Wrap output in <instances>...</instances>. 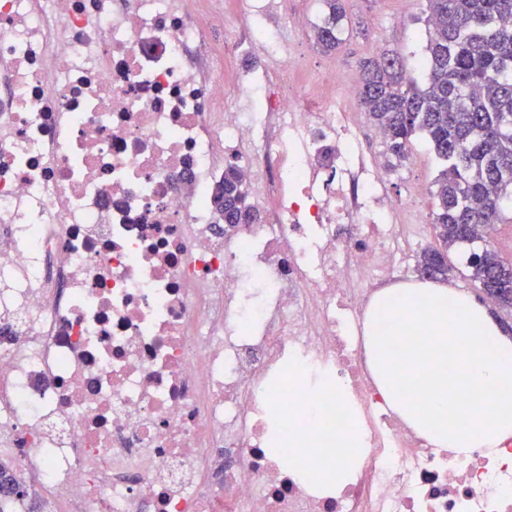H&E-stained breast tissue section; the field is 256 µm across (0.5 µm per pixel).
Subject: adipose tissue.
Segmentation results:
<instances>
[{"mask_svg":"<svg viewBox=\"0 0 512 512\" xmlns=\"http://www.w3.org/2000/svg\"><path fill=\"white\" fill-rule=\"evenodd\" d=\"M373 313L396 317L392 333L402 339L396 347L370 340L379 387L397 416L452 459H465L475 448L495 456L501 441L512 436V336L487 307L440 283L383 289L374 297ZM321 391L349 412L337 437L343 457L328 473L331 484L341 487L367 455L356 427L360 411L342 385L325 383ZM267 420L274 454L288 446L314 447L311 427L282 429L281 408H269Z\"/></svg>","mask_w":512,"mask_h":512,"instance_id":"1","label":"adipose tissue"}]
</instances>
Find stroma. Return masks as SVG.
<instances>
[{
	"mask_svg": "<svg viewBox=\"0 0 512 512\" xmlns=\"http://www.w3.org/2000/svg\"><path fill=\"white\" fill-rule=\"evenodd\" d=\"M425 7L426 0H346L350 22L343 42L337 51L326 53L309 28L310 23L323 19L322 0H281V11L288 17V42L305 58L310 73L333 66L346 78L360 73L364 60L387 51L403 57L408 75L422 78L421 59L427 40L422 21ZM439 172L434 155L423 143H415L409 159L386 172L384 191L402 200L417 197L423 214H431V189Z\"/></svg>",
	"mask_w": 512,
	"mask_h": 512,
	"instance_id": "1",
	"label": "stroma"
}]
</instances>
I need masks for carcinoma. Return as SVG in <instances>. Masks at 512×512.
Wrapping results in <instances>:
<instances>
[{
  "mask_svg": "<svg viewBox=\"0 0 512 512\" xmlns=\"http://www.w3.org/2000/svg\"><path fill=\"white\" fill-rule=\"evenodd\" d=\"M317 28L324 51L340 45L347 23L345 0H323ZM425 22L433 33L425 45L426 79L406 78L404 61L383 53L363 62L360 105L397 167L417 137L439 160L432 212L436 244L421 249L418 266L434 279L456 270L445 256L466 246L460 275L479 289H492L499 307L512 310V262L488 246L494 225L512 213V0H426ZM224 223H240L247 210L243 181L224 173ZM3 501L22 498L25 488L0 461Z\"/></svg>",
  "mask_w": 512,
  "mask_h": 512,
  "instance_id": "cac0c4a2",
  "label": "carcinoma"
}]
</instances>
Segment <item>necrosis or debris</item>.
<instances>
[{
  "label": "necrosis or debris",
  "instance_id": "4bbe7bcc",
  "mask_svg": "<svg viewBox=\"0 0 512 512\" xmlns=\"http://www.w3.org/2000/svg\"><path fill=\"white\" fill-rule=\"evenodd\" d=\"M275 0H0V454L67 512H512V448L453 462L395 416L361 319L413 249L355 79L306 82ZM242 89L248 105L225 100ZM236 168L256 220L228 224ZM296 362L371 452L338 492L267 451ZM247 0H222L224 3V35H230L237 29L244 18V7Z\"/></svg>",
  "mask_w": 512,
  "mask_h": 512
}]
</instances>
